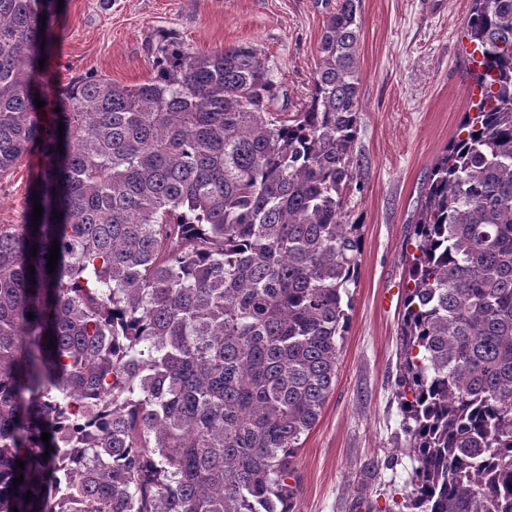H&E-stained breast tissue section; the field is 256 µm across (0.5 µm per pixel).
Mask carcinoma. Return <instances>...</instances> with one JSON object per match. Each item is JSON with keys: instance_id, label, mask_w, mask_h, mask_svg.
Here are the masks:
<instances>
[{"instance_id": "obj_1", "label": "carcinoma", "mask_w": 512, "mask_h": 512, "mask_svg": "<svg viewBox=\"0 0 512 512\" xmlns=\"http://www.w3.org/2000/svg\"><path fill=\"white\" fill-rule=\"evenodd\" d=\"M357 3L282 115L256 49L163 37L144 83L88 78L39 110L58 0H0V178L42 156L0 224V512H295L358 277ZM467 35L480 98L432 168L404 290L410 512H512V0H473Z\"/></svg>"}]
</instances>
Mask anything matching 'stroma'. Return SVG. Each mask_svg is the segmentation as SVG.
<instances>
[{"label": "stroma", "instance_id": "35a3bbf8", "mask_svg": "<svg viewBox=\"0 0 512 512\" xmlns=\"http://www.w3.org/2000/svg\"><path fill=\"white\" fill-rule=\"evenodd\" d=\"M472 0H359V190L346 211L362 239L350 285L349 329L336 386L302 437L294 460L298 512H394L417 461L396 395L400 320L408 278L405 246L422 187L480 90L467 79L475 49L466 23ZM336 0H64L39 92L94 73L122 86L153 74L158 37L192 52L258 50L283 94L275 112H295L313 90L323 24ZM31 153L0 179V224L20 223Z\"/></svg>", "mask_w": 512, "mask_h": 512}]
</instances>
